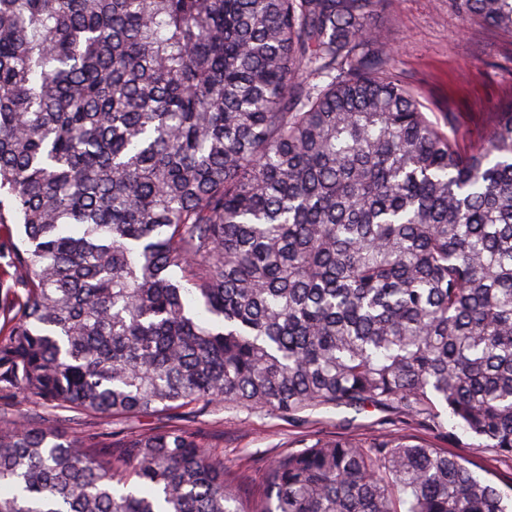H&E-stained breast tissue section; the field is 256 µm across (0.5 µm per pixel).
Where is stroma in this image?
I'll list each match as a JSON object with an SVG mask.
<instances>
[{"instance_id":"1","label":"stroma","mask_w":512,"mask_h":512,"mask_svg":"<svg viewBox=\"0 0 512 512\" xmlns=\"http://www.w3.org/2000/svg\"><path fill=\"white\" fill-rule=\"evenodd\" d=\"M372 22L390 44L397 71L440 127L452 122L477 134L486 114L512 99V39L457 15L448 0H378ZM168 424L204 433L225 468L236 472L249 512L270 462L312 433L369 437L393 429L463 459L475 476L512 494L511 460L474 449L461 429L447 435L391 409L327 407L291 419L223 404L197 415L124 418L112 427L130 433Z\"/></svg>"}]
</instances>
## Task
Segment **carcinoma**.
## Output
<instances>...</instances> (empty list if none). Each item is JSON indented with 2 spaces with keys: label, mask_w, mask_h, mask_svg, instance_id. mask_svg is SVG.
<instances>
[{
  "label": "carcinoma",
  "mask_w": 512,
  "mask_h": 512,
  "mask_svg": "<svg viewBox=\"0 0 512 512\" xmlns=\"http://www.w3.org/2000/svg\"><path fill=\"white\" fill-rule=\"evenodd\" d=\"M512 35V0H448ZM375 0H0V395L103 422L393 409L512 460V100L440 129ZM0 512H248L201 433L0 416ZM257 512H512L399 432Z\"/></svg>",
  "instance_id": "obj_1"
}]
</instances>
